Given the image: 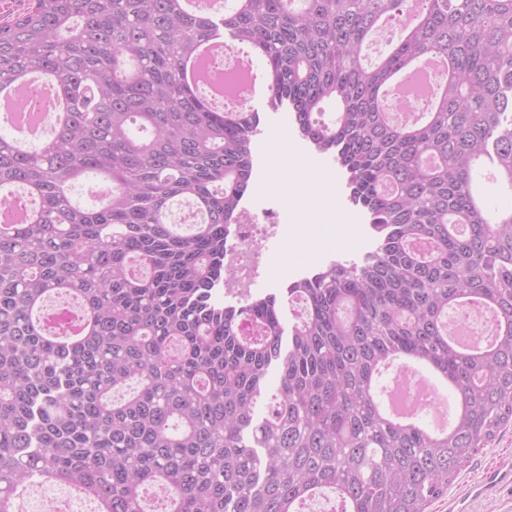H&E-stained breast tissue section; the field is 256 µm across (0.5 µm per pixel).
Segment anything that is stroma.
I'll return each mask as SVG.
<instances>
[{"instance_id": "1", "label": "stroma", "mask_w": 512, "mask_h": 512, "mask_svg": "<svg viewBox=\"0 0 512 512\" xmlns=\"http://www.w3.org/2000/svg\"><path fill=\"white\" fill-rule=\"evenodd\" d=\"M261 132L252 142L253 174L249 195L265 192L270 203L301 192L302 185L295 169L297 160H318L333 174L338 185L336 211L340 218L352 219L360 230L358 239H350L345 230H338L327 246L315 243L316 230L308 225L301 212L288 216L290 231L305 234L304 245L275 236L264 240L263 246L274 259L278 270L259 278L253 294L274 293L285 296L288 284L308 276L334 262H359L376 245L367 214L353 206L341 167L326 154H317L296 132L287 107H279L276 120H262ZM512 468V425L503 428L494 441L481 449L463 467L442 497L434 500L427 512H512V484L496 483L497 474Z\"/></svg>"}]
</instances>
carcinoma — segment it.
<instances>
[{
    "label": "carcinoma",
    "mask_w": 512,
    "mask_h": 512,
    "mask_svg": "<svg viewBox=\"0 0 512 512\" xmlns=\"http://www.w3.org/2000/svg\"><path fill=\"white\" fill-rule=\"evenodd\" d=\"M28 0L0 23V85L58 80L66 109L36 149L0 133V208L21 187L36 206L0 221V512L34 478L80 488L100 512H302L333 490L340 512H425L460 468L512 423V211L490 213L487 165L512 188V0ZM404 20L373 64L374 33ZM266 67L269 96L347 174L376 249L292 282L306 317L285 334L277 295L221 305L225 246L251 178L259 113L213 107L180 63L218 27ZM451 76L425 120L395 122L396 76L425 54ZM336 102L328 125L316 118ZM89 176L111 191L73 201ZM188 199L200 219L171 220ZM82 317L42 321L51 296ZM485 308L492 344L448 342V309ZM397 356L455 396L436 433L388 416L376 392ZM274 405L254 419L271 368Z\"/></svg>",
    "instance_id": "cac0c4a2"
}]
</instances>
